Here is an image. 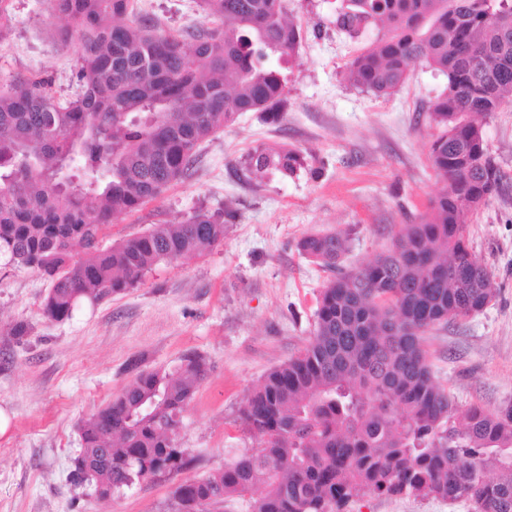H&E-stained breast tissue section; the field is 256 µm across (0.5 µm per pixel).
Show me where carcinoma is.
Masks as SVG:
<instances>
[{
    "instance_id": "1",
    "label": "carcinoma",
    "mask_w": 512,
    "mask_h": 512,
    "mask_svg": "<svg viewBox=\"0 0 512 512\" xmlns=\"http://www.w3.org/2000/svg\"><path fill=\"white\" fill-rule=\"evenodd\" d=\"M132 0H53L76 40L77 93L62 101L51 79L0 88V263L51 284L42 315L68 319L134 287L163 262L224 244L233 214L197 211L106 249L103 228L186 176L200 145L242 112L277 115L302 32L284 0H200L208 22L166 31ZM336 25L356 36L387 30L348 64L355 86L391 95L416 62L447 83L430 102L439 133L430 163L445 183L416 224L360 269L342 256L349 236L299 240L332 273L312 337L271 370L241 410L255 446L180 484L166 512H346L366 495L466 499L475 512H512V405L457 406L433 376L426 334L481 311L492 276L467 235L470 216L502 175L483 121L512 94V29L497 22L512 0H336ZM297 151L260 147L255 177L292 175ZM204 356L176 372L140 371L80 426L74 483L110 499L135 482L171 479L190 463L174 444L184 408L206 379Z\"/></svg>"
}]
</instances>
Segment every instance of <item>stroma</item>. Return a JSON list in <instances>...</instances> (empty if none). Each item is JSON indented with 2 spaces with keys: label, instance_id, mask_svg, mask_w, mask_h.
<instances>
[{
  "label": "stroma",
  "instance_id": "1",
  "mask_svg": "<svg viewBox=\"0 0 512 512\" xmlns=\"http://www.w3.org/2000/svg\"><path fill=\"white\" fill-rule=\"evenodd\" d=\"M305 39L289 72L280 119L245 112L200 146L189 174L139 212L105 226L100 247L199 208L231 206L224 244L203 256L163 263L133 288L97 305L82 303L55 322L41 314L49 281L30 269L0 266V512H164L173 482H140L109 500L70 481L81 448L79 426L118 395L137 371L174 369L190 351L209 374L188 403L176 443L190 466L179 480L223 467L231 450L251 447L240 410L274 367L297 355L314 328L328 274L300 254L305 235L350 231L344 257L359 268L417 223L440 193L429 160L438 130L427 118L446 83L423 63L394 94L349 84L347 63L383 32L351 39L336 28L334 0H285ZM0 37V80H52L71 98L76 48L56 50L67 23L50 0H10ZM136 14L173 31L205 22L197 0H139ZM503 174L500 191L471 217L472 246L492 273L496 298L466 320L431 332L429 359L458 409L512 403V103L484 124ZM299 151L296 175L255 180L241 163L257 147ZM27 324L26 335L12 331ZM348 512H474L471 502L367 494Z\"/></svg>",
  "mask_w": 512,
  "mask_h": 512
}]
</instances>
